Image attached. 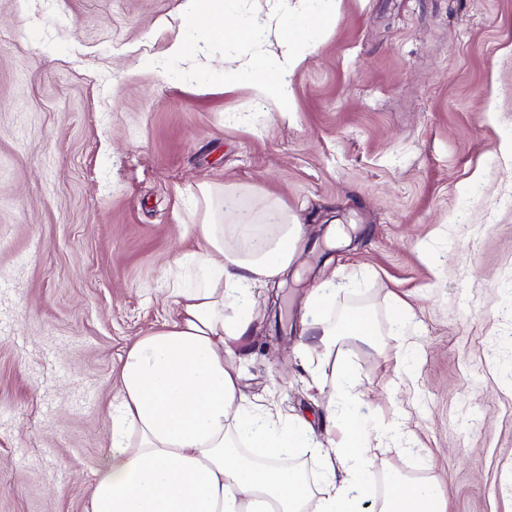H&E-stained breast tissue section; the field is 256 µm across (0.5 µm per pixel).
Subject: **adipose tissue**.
Segmentation results:
<instances>
[{
    "mask_svg": "<svg viewBox=\"0 0 512 512\" xmlns=\"http://www.w3.org/2000/svg\"><path fill=\"white\" fill-rule=\"evenodd\" d=\"M326 3L297 0L295 8L278 14L282 59L248 76L257 97L280 100V117L289 112L292 72L332 20ZM182 27L184 38L169 52L183 58L203 44L249 40L256 29L236 13L234 0H186ZM201 193L208 210L199 226V282L174 289L170 320L126 353L112 413V448L90 490V512H359L374 450L365 425L342 400L352 386L347 372L339 371L337 398L328 406L330 416L344 419V437L328 452L301 420L247 406L230 361L252 336L253 286L281 282L295 258L301 226L278 209L258 243L233 247L223 224L233 201L206 184ZM333 301L329 285L313 289L302 320L304 333L322 347L327 361L342 340L373 342L363 329V311L326 321ZM309 458L321 463L316 492L303 469ZM389 485L372 512H445L432 480H410L394 471Z\"/></svg>",
    "mask_w": 512,
    "mask_h": 512,
    "instance_id": "obj_1",
    "label": "adipose tissue"
}]
</instances>
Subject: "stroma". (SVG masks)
<instances>
[{"mask_svg": "<svg viewBox=\"0 0 512 512\" xmlns=\"http://www.w3.org/2000/svg\"><path fill=\"white\" fill-rule=\"evenodd\" d=\"M183 3L0 0V512H90L122 360L172 314L205 183L253 229L275 205L302 226L282 336L253 291L247 402L331 446L300 316L334 279L329 318L377 329L336 354L372 498L396 469L447 512H512V0H338L285 120L224 89L275 34L172 59Z\"/></svg>", "mask_w": 512, "mask_h": 512, "instance_id": "obj_1", "label": "stroma"}]
</instances>
